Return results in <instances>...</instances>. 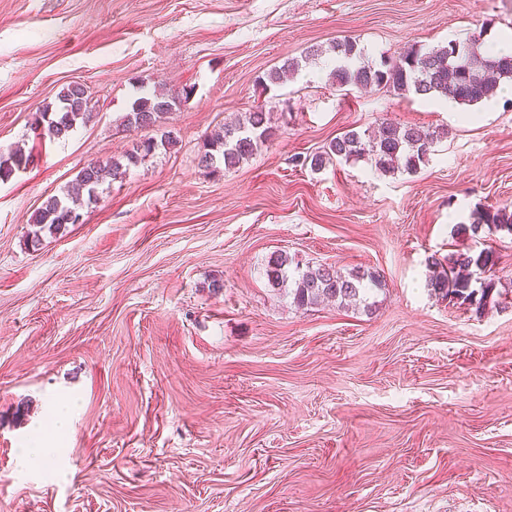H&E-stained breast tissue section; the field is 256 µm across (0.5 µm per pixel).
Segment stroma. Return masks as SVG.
<instances>
[{
    "label": "stroma",
    "mask_w": 512,
    "mask_h": 512,
    "mask_svg": "<svg viewBox=\"0 0 512 512\" xmlns=\"http://www.w3.org/2000/svg\"><path fill=\"white\" fill-rule=\"evenodd\" d=\"M507 29L512 0H0V156H32L0 181V512H512V234L453 233L512 202V87L468 122L455 103L341 91L326 57L258 82L345 37L376 63ZM73 82L93 120L39 138L35 111ZM155 88L190 97L125 127ZM259 105L273 140L206 173L205 135ZM383 116L440 133L417 172L296 164ZM165 131L175 147L31 245L83 166ZM485 249L498 305L430 290V257ZM278 253L382 285L365 307L301 309L263 273ZM36 437L58 454L30 472Z\"/></svg>",
    "instance_id": "stroma-1"
}]
</instances>
